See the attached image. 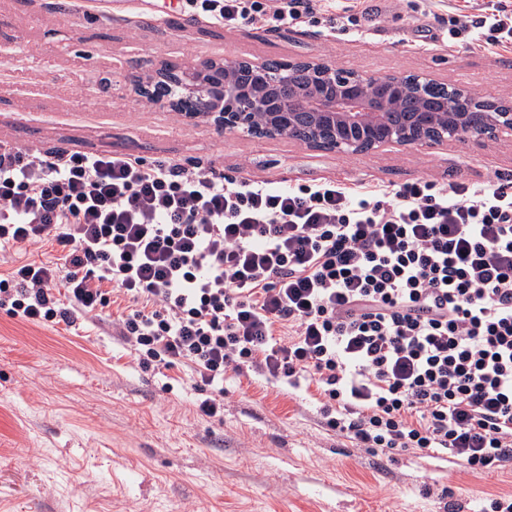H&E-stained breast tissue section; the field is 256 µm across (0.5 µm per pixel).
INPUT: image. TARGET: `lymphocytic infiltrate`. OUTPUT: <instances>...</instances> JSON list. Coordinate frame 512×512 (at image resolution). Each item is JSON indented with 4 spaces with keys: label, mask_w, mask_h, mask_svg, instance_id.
<instances>
[{
    "label": "lymphocytic infiltrate",
    "mask_w": 512,
    "mask_h": 512,
    "mask_svg": "<svg viewBox=\"0 0 512 512\" xmlns=\"http://www.w3.org/2000/svg\"><path fill=\"white\" fill-rule=\"evenodd\" d=\"M224 26L300 24L332 0H185ZM451 37L512 44V0ZM54 261L0 273V309L75 326L117 302L141 369L189 365L224 408L251 371L316 386L326 427L375 455L512 469V184L370 191L226 182L172 161L0 144V246Z\"/></svg>",
    "instance_id": "lymphocytic-infiltrate-1"
}]
</instances>
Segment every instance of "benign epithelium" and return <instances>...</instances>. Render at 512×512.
<instances>
[{
  "label": "benign epithelium",
  "mask_w": 512,
  "mask_h": 512,
  "mask_svg": "<svg viewBox=\"0 0 512 512\" xmlns=\"http://www.w3.org/2000/svg\"><path fill=\"white\" fill-rule=\"evenodd\" d=\"M246 64L262 73L266 62L241 59L218 72L212 62L204 61L192 68L169 70L163 66L154 75L133 85L135 93L152 96V87L164 88L167 96L157 100L162 107L179 112L187 119L196 117L201 107L211 124L226 132H246L256 137L294 138L297 118L308 116L306 137L302 142L316 150H339L365 154L382 147L439 144L448 140H496L512 136V104L507 112H480V126L473 125L471 113L457 107L456 99L467 96L476 106L499 107L501 100L483 96L456 85H447L448 100L441 112L412 114L402 126L385 123L379 106L389 107L392 95L404 88L421 93L430 78L422 75H393L389 85L379 89L370 78L356 72L339 71L323 62L309 60L314 87L312 96L301 103L305 112L294 111V102L275 94L276 86L287 82L283 75L268 76L258 86L246 91L237 82V67Z\"/></svg>",
  "instance_id": "benign-epithelium-1"
}]
</instances>
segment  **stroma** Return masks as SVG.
Here are the masks:
<instances>
[{
  "mask_svg": "<svg viewBox=\"0 0 512 512\" xmlns=\"http://www.w3.org/2000/svg\"><path fill=\"white\" fill-rule=\"evenodd\" d=\"M465 0H339L336 24L234 28L160 0H0V140L52 154L169 159L229 180L351 188L441 185L512 174V138L364 155L222 132L134 93L161 62L317 59L369 77L424 74L512 100V46L432 44L420 12ZM224 414L199 415L185 369L135 368L108 314L38 326L0 309V512H459L512 495V470L389 458L327 430L316 389L251 374L224 384Z\"/></svg>",
  "mask_w": 512,
  "mask_h": 512,
  "instance_id": "stroma-1",
  "label": "stroma"
}]
</instances>
